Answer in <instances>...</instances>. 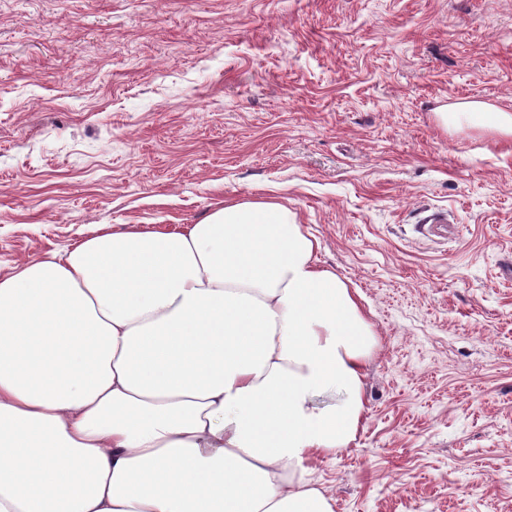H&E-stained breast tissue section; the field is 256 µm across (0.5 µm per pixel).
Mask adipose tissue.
Returning a JSON list of instances; mask_svg holds the SVG:
<instances>
[{"mask_svg": "<svg viewBox=\"0 0 512 512\" xmlns=\"http://www.w3.org/2000/svg\"><path fill=\"white\" fill-rule=\"evenodd\" d=\"M371 341L277 201L99 225L0 276V512H333L308 464L363 428Z\"/></svg>", "mask_w": 512, "mask_h": 512, "instance_id": "1", "label": "adipose tissue"}]
</instances>
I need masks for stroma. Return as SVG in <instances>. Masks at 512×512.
<instances>
[{
    "instance_id": "1",
    "label": "stroma",
    "mask_w": 512,
    "mask_h": 512,
    "mask_svg": "<svg viewBox=\"0 0 512 512\" xmlns=\"http://www.w3.org/2000/svg\"><path fill=\"white\" fill-rule=\"evenodd\" d=\"M472 101L512 113V0H0V275L276 198L374 333L334 512H512V133Z\"/></svg>"
}]
</instances>
